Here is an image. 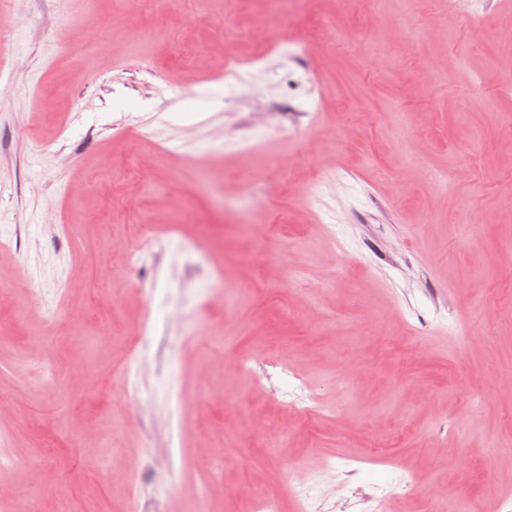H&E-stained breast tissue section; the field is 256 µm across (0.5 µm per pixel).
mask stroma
I'll return each mask as SVG.
<instances>
[{"instance_id": "35a3bbf8", "label": "stroma", "mask_w": 512, "mask_h": 512, "mask_svg": "<svg viewBox=\"0 0 512 512\" xmlns=\"http://www.w3.org/2000/svg\"><path fill=\"white\" fill-rule=\"evenodd\" d=\"M510 30L512 0H0V512H301L296 478L319 512H512Z\"/></svg>"}]
</instances>
